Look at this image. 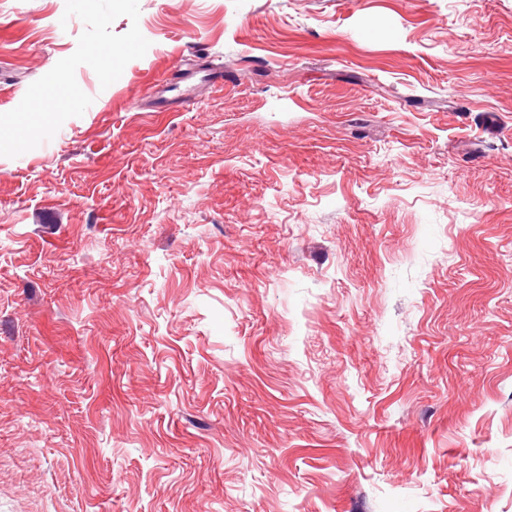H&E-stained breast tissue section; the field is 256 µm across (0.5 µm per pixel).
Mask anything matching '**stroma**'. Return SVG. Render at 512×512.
<instances>
[{
  "label": "stroma",
  "instance_id": "obj_1",
  "mask_svg": "<svg viewBox=\"0 0 512 512\" xmlns=\"http://www.w3.org/2000/svg\"><path fill=\"white\" fill-rule=\"evenodd\" d=\"M0 512H512V0H0Z\"/></svg>",
  "mask_w": 512,
  "mask_h": 512
}]
</instances>
